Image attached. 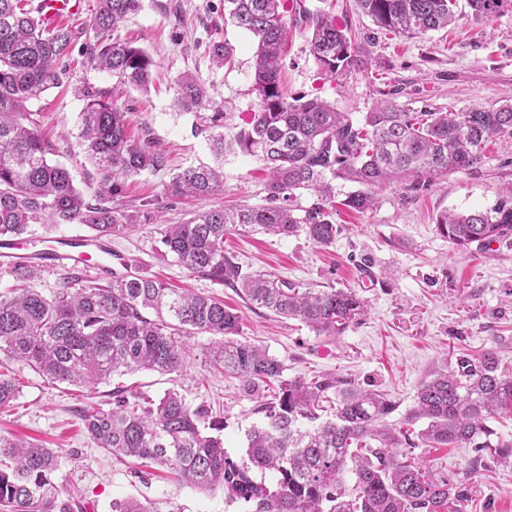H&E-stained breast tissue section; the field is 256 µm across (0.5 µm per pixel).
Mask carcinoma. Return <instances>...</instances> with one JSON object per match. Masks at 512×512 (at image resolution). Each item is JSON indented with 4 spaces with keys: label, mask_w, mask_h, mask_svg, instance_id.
Wrapping results in <instances>:
<instances>
[{
    "label": "carcinoma",
    "mask_w": 512,
    "mask_h": 512,
    "mask_svg": "<svg viewBox=\"0 0 512 512\" xmlns=\"http://www.w3.org/2000/svg\"><path fill=\"white\" fill-rule=\"evenodd\" d=\"M512 0H467L474 14L492 17ZM381 29L419 35L448 27L455 0H356ZM140 9V0H98L90 19L96 40L86 46V63L112 75V94L145 91L155 61L145 49L115 37L119 23ZM311 29L310 53L320 71L342 76L368 66L363 48L347 29L304 0H224V22L258 40L253 90L259 107L232 135L220 132L223 113L207 117L211 147L218 157L242 153L262 158L269 173L266 204L214 208L181 224L162 225L160 242L191 275L238 288L248 304L298 320L319 335L340 336L366 312L352 288L314 290L261 272H245L224 254L231 227L279 237L305 234L320 247L341 231L336 204L355 211L376 203L374 190L412 178L432 182L472 167L488 140L512 136V105L460 112H406L390 100L377 102L353 121L318 98L288 100L280 83L287 16ZM76 33L67 25L48 29L29 0H0V238L20 239L31 226L47 229L85 224L111 236L134 227L121 202L126 182L167 167L166 154L148 139L127 133L125 115L95 89H81L77 145L94 169L92 193L78 189L69 171L52 160L55 145L40 130L29 103L57 87V63L69 55ZM233 46L214 40L212 62L231 61ZM177 105L196 112L207 102L194 76L178 81ZM358 189L336 201V181ZM224 188L220 167L191 165L172 175L167 199L207 198ZM316 200L295 204L296 191ZM437 229L456 249L488 247L512 235V201L485 211L444 213ZM14 284L0 291V353L51 382L96 384L120 370L175 372L191 352L189 340L212 336V366L238 378L258 400L265 422L247 434L246 457L235 460L206 423L207 410L193 408L175 391L154 400L116 391L110 409L92 407L82 424L99 448L167 466L186 485L224 488L248 512H466L474 492L426 466L420 446H465L489 450L512 465V440L492 439L489 420L512 414V366L493 351L473 360L461 354L451 367L422 381L410 416L425 419L416 433L387 427L395 411L385 395L352 381L298 375L283 378L284 366L269 352L238 339L240 316L212 295L178 292L162 281L131 273L102 285L74 272L45 295L35 287L41 267L9 271ZM275 385L273 399H265ZM22 391V382L0 373V411ZM0 508L3 512H70L53 481L61 453L23 439L0 437ZM275 482L269 485L266 474ZM353 484L346 485V476ZM112 512H149L133 499L112 501Z\"/></svg>",
    "instance_id": "1"
}]
</instances>
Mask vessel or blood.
Listing matches in <instances>:
<instances>
[{
	"instance_id": "1",
	"label": "vessel or blood",
	"mask_w": 512,
	"mask_h": 512,
	"mask_svg": "<svg viewBox=\"0 0 512 512\" xmlns=\"http://www.w3.org/2000/svg\"><path fill=\"white\" fill-rule=\"evenodd\" d=\"M77 0H37L36 8L41 23L53 27L61 17L75 12ZM44 264H58L80 271H96L111 276L112 262L117 254L112 242L94 235L59 237L45 244L41 250Z\"/></svg>"
}]
</instances>
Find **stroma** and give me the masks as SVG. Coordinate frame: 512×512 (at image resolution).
<instances>
[{"instance_id":"35a3bbf8","label":"stroma","mask_w":512,"mask_h":512,"mask_svg":"<svg viewBox=\"0 0 512 512\" xmlns=\"http://www.w3.org/2000/svg\"><path fill=\"white\" fill-rule=\"evenodd\" d=\"M165 0H143L142 9L119 27L121 38L149 51L155 61L148 91H130L115 103L127 114L130 134L152 138L167 156V168L129 181L127 209L145 199H164L165 185L178 169L205 164L224 167L223 191L207 199L185 198L164 212L176 223L222 205L264 204V162L256 156L214 155L205 116L224 114V131L244 126L258 108L252 87L256 39L224 21V0H178V14L164 9ZM345 25L370 60L367 69L339 78L321 73L309 52L308 30L289 24L282 81L290 96L320 98L352 119H363L383 92L411 112H458L512 103V8L491 18L473 16L467 0H457V20L448 28L403 36L379 29L355 0H305ZM97 0H80L67 22L77 37L65 61L59 87L30 104L42 133L60 147L61 161L82 190L94 182V170L76 144L78 116L84 102L75 90L88 84L111 93V75L87 66L85 42L94 36L89 20ZM227 40L234 48L231 66L216 68L207 52L209 41ZM192 73L208 91L202 112H184L175 104L177 82ZM512 186V136L490 139L473 167L433 182L406 180L383 186L377 203L356 212L341 208L343 229L326 248L305 235L286 238L243 229L229 231L224 251L244 271H265L304 284L355 289L368 307L361 323L339 336H319L296 320L251 308L232 288L190 276L173 257L162 256L159 227L139 224L113 235L112 246L131 271L223 299L241 316V340L267 348L283 366L284 378L332 376L359 383L395 402L387 424L401 427L414 407L421 381L454 361L460 350L479 354L494 350L512 364V238L496 250L461 252L437 229L446 211L484 210L505 198ZM209 335L192 338L191 359L183 369L118 372L89 386L52 384L0 354V372H20L23 390L9 411L0 413V435L24 438L61 449L64 458L54 480L77 490L86 512H112L116 499L134 498L151 512H246L227 502L222 487L199 491L175 481L159 467L132 477V463L106 452L87 436L83 409L111 408L113 391L130 396L160 397L180 393L193 407H210L224 428L226 452L246 455L248 431L264 421L256 400L245 396L238 380L210 368L204 355ZM427 466L448 473L475 489L477 512H512V469L486 457L472 465L469 448H419Z\"/></svg>"}]
</instances>
